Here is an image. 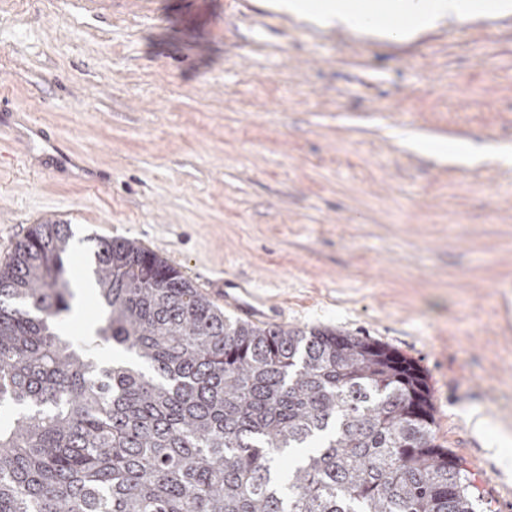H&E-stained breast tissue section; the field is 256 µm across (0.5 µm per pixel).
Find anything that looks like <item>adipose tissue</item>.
Here are the masks:
<instances>
[{"label":"adipose tissue","mask_w":512,"mask_h":512,"mask_svg":"<svg viewBox=\"0 0 512 512\" xmlns=\"http://www.w3.org/2000/svg\"><path fill=\"white\" fill-rule=\"evenodd\" d=\"M288 11L323 17L350 31L381 35L386 17L400 20L398 37L413 36L428 25L456 21L474 11H512V0H288Z\"/></svg>","instance_id":"1"}]
</instances>
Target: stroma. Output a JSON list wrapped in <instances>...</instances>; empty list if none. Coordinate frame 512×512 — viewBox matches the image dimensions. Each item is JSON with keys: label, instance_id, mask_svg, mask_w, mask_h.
Returning <instances> with one entry per match:
<instances>
[{"label": "stroma", "instance_id": "1", "mask_svg": "<svg viewBox=\"0 0 512 512\" xmlns=\"http://www.w3.org/2000/svg\"><path fill=\"white\" fill-rule=\"evenodd\" d=\"M266 0H0V82L93 188L0 167V265L34 225L126 238L193 284L254 277L291 327L374 339L423 372L438 444L512 512V16L364 42ZM467 140L460 160L409 140Z\"/></svg>", "mask_w": 512, "mask_h": 512}]
</instances>
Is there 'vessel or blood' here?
Returning a JSON list of instances; mask_svg holds the SVG:
<instances>
[{"mask_svg":"<svg viewBox=\"0 0 512 512\" xmlns=\"http://www.w3.org/2000/svg\"><path fill=\"white\" fill-rule=\"evenodd\" d=\"M45 145L35 164L43 170L58 173L74 172L87 183L105 185L111 174L104 168L91 165L81 153L72 151L54 134L36 121L26 108L16 105L5 88H0V149L14 146L23 151L31 138ZM205 293L223 303L225 309L241 319L255 324H280L286 319L287 306L273 296L259 293L253 278H215L203 282Z\"/></svg>","mask_w":512,"mask_h":512,"instance_id":"1","label":"vessel or blood"}]
</instances>
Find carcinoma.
Returning <instances> with one entry per match:
<instances>
[{"label": "carcinoma", "mask_w": 512, "mask_h": 512, "mask_svg": "<svg viewBox=\"0 0 512 512\" xmlns=\"http://www.w3.org/2000/svg\"><path fill=\"white\" fill-rule=\"evenodd\" d=\"M71 238L37 224L0 267V512H477L411 360L226 315L120 238L77 342Z\"/></svg>", "instance_id": "obj_1"}]
</instances>
